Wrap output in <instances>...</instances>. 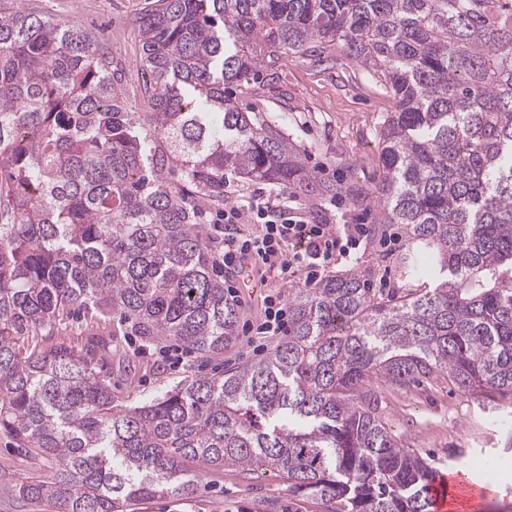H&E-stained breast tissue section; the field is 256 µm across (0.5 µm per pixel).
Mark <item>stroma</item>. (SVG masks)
Wrapping results in <instances>:
<instances>
[{
  "label": "stroma",
  "mask_w": 512,
  "mask_h": 512,
  "mask_svg": "<svg viewBox=\"0 0 512 512\" xmlns=\"http://www.w3.org/2000/svg\"><path fill=\"white\" fill-rule=\"evenodd\" d=\"M146 0H33L43 12L74 18L112 50L123 67L115 88L133 110H140L139 36L135 21ZM236 106L250 118L275 126L301 153L307 168L323 183L352 179L365 192H373L381 174L378 138L392 100L379 78L344 57L326 62L298 54L282 56L265 66L254 82L234 92ZM301 213L308 221L332 216L351 224L364 218L373 224L375 210L341 196L333 207L328 195H299ZM379 235H372L357 263L339 262L330 275L357 273L379 298L399 296L413 287L396 256L385 255ZM62 341L76 351L96 350L102 376L110 382L117 404L137 406L163 390L195 376H218L227 368L265 356L279 342L270 336L252 340L238 336L223 355L201 365L197 355L179 367L161 355L172 341L143 338L129 333L120 316L103 322L83 312L71 314ZM382 416L405 446L432 455L441 472L462 471L470 478L484 474V462L497 471L493 491L480 512H512V451L502 448L499 420L512 413V399L495 405L449 390L448 377L433 373L406 387L377 379L371 384ZM457 459H449V451ZM56 468L51 457H36L17 448L0 431V512H38L22 506L10 492L12 485L30 477L45 478ZM138 512H324L311 499L289 494L287 481L266 471L250 475L235 468L204 472L195 492L185 498L161 497L142 502Z\"/></svg>",
  "instance_id": "obj_1"
}]
</instances>
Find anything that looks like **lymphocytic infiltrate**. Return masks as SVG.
Returning a JSON list of instances; mask_svg holds the SVG:
<instances>
[{"mask_svg": "<svg viewBox=\"0 0 512 512\" xmlns=\"http://www.w3.org/2000/svg\"><path fill=\"white\" fill-rule=\"evenodd\" d=\"M207 223L222 240L220 252L225 270L233 279L224 283L229 297H238L237 273L248 267L253 257H260L265 277L286 278L303 273L306 285L321 282L329 268L339 260H355L367 244L362 224H313L293 212L287 193L254 190L247 203L225 204L223 210L206 215ZM259 225L252 236L242 235L239 225ZM263 315L258 323L247 325L250 336H283L288 331L287 303L274 294L263 298Z\"/></svg>", "mask_w": 512, "mask_h": 512, "instance_id": "obj_1", "label": "lymphocytic infiltrate"}]
</instances>
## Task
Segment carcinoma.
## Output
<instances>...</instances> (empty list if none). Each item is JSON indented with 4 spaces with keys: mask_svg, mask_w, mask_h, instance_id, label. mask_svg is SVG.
Segmentation results:
<instances>
[{
    "mask_svg": "<svg viewBox=\"0 0 512 512\" xmlns=\"http://www.w3.org/2000/svg\"><path fill=\"white\" fill-rule=\"evenodd\" d=\"M144 111L79 22L0 0V431L57 461L11 487L52 512H134L203 472L265 466L325 512H435L439 476L369 390L434 372L512 397V0H153L137 19ZM336 52L384 82L378 224L428 288L378 299L357 274L298 289L265 358L122 408L96 352L58 336L75 310L201 358L237 338L221 243L192 194L224 171L360 201L318 182L282 134L226 99L280 53Z\"/></svg>",
    "mask_w": 512,
    "mask_h": 512,
    "instance_id": "1",
    "label": "carcinoma"
}]
</instances>
